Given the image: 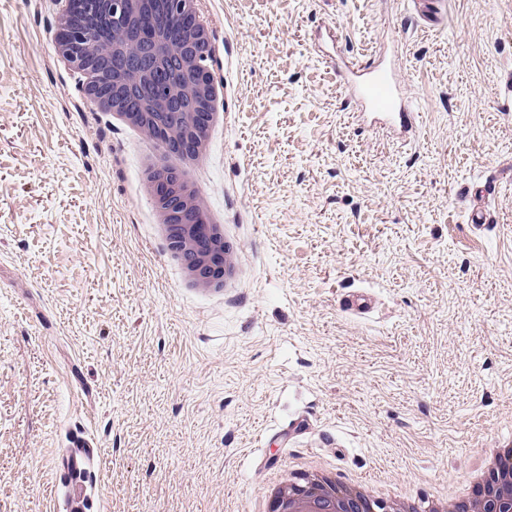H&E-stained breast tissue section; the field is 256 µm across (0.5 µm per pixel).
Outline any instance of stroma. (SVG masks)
I'll return each mask as SVG.
<instances>
[{"label": "stroma", "mask_w": 512, "mask_h": 512, "mask_svg": "<svg viewBox=\"0 0 512 512\" xmlns=\"http://www.w3.org/2000/svg\"><path fill=\"white\" fill-rule=\"evenodd\" d=\"M198 7L228 90L197 175L235 261L212 291L137 192L148 138L56 67V0H0V512H66L76 434L100 512H254L309 462L453 491L512 439V0L431 26L412 0ZM397 39L406 143L324 61Z\"/></svg>", "instance_id": "stroma-1"}]
</instances>
